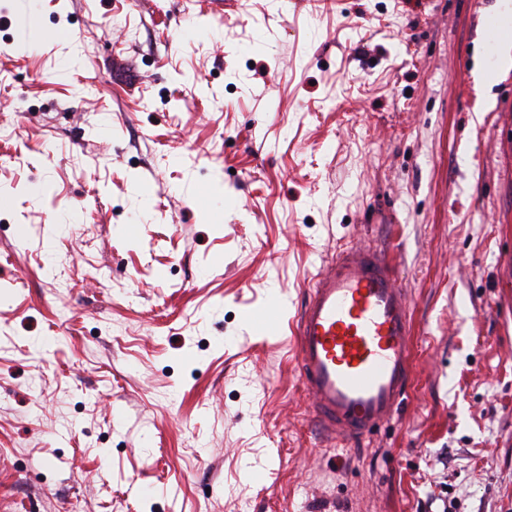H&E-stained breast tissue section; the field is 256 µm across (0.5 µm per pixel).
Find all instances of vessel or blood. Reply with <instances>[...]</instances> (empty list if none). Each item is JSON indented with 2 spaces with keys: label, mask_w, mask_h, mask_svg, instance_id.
Masks as SVG:
<instances>
[{
  "label": "vessel or blood",
  "mask_w": 512,
  "mask_h": 512,
  "mask_svg": "<svg viewBox=\"0 0 512 512\" xmlns=\"http://www.w3.org/2000/svg\"><path fill=\"white\" fill-rule=\"evenodd\" d=\"M412 317L388 252L353 246L309 281L297 322L298 366L315 418L357 441L390 423L411 382Z\"/></svg>",
  "instance_id": "1"
}]
</instances>
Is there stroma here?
<instances>
[{
    "label": "stroma",
    "instance_id": "stroma-1",
    "mask_svg": "<svg viewBox=\"0 0 512 512\" xmlns=\"http://www.w3.org/2000/svg\"><path fill=\"white\" fill-rule=\"evenodd\" d=\"M499 3L0 0V512H512ZM350 242L413 315L359 448L289 323Z\"/></svg>",
    "mask_w": 512,
    "mask_h": 512
}]
</instances>
